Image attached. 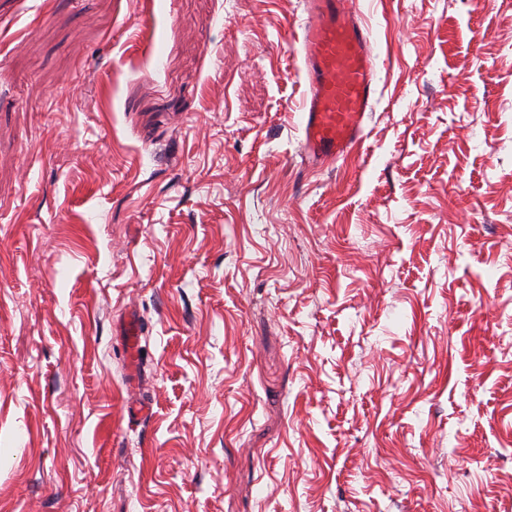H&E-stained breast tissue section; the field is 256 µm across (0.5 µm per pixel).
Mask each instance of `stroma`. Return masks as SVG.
I'll return each instance as SVG.
<instances>
[{
    "instance_id": "obj_1",
    "label": "stroma",
    "mask_w": 512,
    "mask_h": 512,
    "mask_svg": "<svg viewBox=\"0 0 512 512\" xmlns=\"http://www.w3.org/2000/svg\"><path fill=\"white\" fill-rule=\"evenodd\" d=\"M354 2L312 172L303 0H0V512H512V0ZM296 35L308 87L300 112L306 164L323 168L363 140L379 73L370 33L350 0H306ZM125 348L128 360V374L131 383H135L139 376V342H140V329L138 325L130 320L126 327Z\"/></svg>"
}]
</instances>
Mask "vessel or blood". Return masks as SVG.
Wrapping results in <instances>:
<instances>
[{
    "label": "vessel or blood",
    "mask_w": 512,
    "mask_h": 512,
    "mask_svg": "<svg viewBox=\"0 0 512 512\" xmlns=\"http://www.w3.org/2000/svg\"><path fill=\"white\" fill-rule=\"evenodd\" d=\"M306 19L296 35L308 87L300 112L305 159L323 168L348 156L363 139L379 73L370 33L350 0H305ZM140 329L126 327L130 379L139 376Z\"/></svg>",
    "instance_id": "1"
}]
</instances>
